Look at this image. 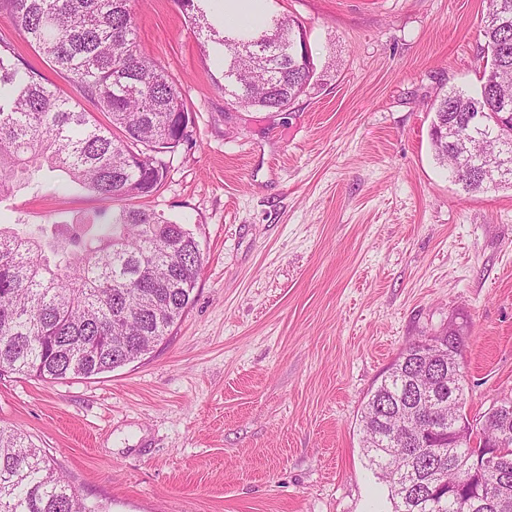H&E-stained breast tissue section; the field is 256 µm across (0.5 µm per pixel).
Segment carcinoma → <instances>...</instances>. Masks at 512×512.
<instances>
[{
    "label": "carcinoma",
    "instance_id": "obj_1",
    "mask_svg": "<svg viewBox=\"0 0 512 512\" xmlns=\"http://www.w3.org/2000/svg\"><path fill=\"white\" fill-rule=\"evenodd\" d=\"M132 0H0L13 29L72 79L74 98L24 64L0 31V203L26 190L57 191L52 174L104 200L145 199L164 185L162 158L187 141L193 108L158 62L139 45ZM203 45L224 47L227 108H267L249 80L263 63L277 104L291 103L313 74L293 45L303 33L291 16L267 15L252 28L217 36L209 0H179ZM479 35L490 54L480 92L451 90L434 107L430 136L439 163L467 192L512 186V171L490 178L503 146L512 150V0H486ZM95 111L88 112L82 102ZM482 143L468 157L438 135L440 123ZM203 266L198 242L183 225L143 207L105 210L68 233L57 224L0 226V376L43 380L88 378L149 353L193 304ZM420 360L418 342L402 349L371 390L360 415L368 466L388 484L394 512H501L512 502V449L497 473L467 472L464 489L448 496L436 482L476 453L457 439L456 423L420 421L395 437L396 407H414L408 377ZM458 396L448 417L466 418V373L450 378ZM0 512H90L51 460L17 431L0 427Z\"/></svg>",
    "mask_w": 512,
    "mask_h": 512
}]
</instances>
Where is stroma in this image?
Listing matches in <instances>:
<instances>
[{
  "label": "stroma",
  "instance_id": "obj_1",
  "mask_svg": "<svg viewBox=\"0 0 512 512\" xmlns=\"http://www.w3.org/2000/svg\"><path fill=\"white\" fill-rule=\"evenodd\" d=\"M133 9L194 109L143 205L198 241L195 301L114 371L0 377V426L108 512H393L359 419L400 350L464 326L468 418L512 391V188L463 191L430 141L437 95L480 86L483 0H265L316 66L285 111L226 108L176 0ZM108 206L22 192L0 224Z\"/></svg>",
  "mask_w": 512,
  "mask_h": 512
}]
</instances>
